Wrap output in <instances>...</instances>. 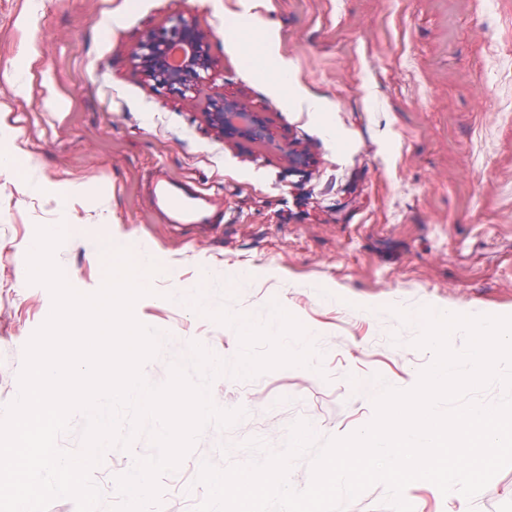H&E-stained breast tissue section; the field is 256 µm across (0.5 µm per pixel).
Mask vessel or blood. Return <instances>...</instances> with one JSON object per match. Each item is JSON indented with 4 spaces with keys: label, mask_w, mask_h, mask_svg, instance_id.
Masks as SVG:
<instances>
[{
    "label": "vessel or blood",
    "mask_w": 512,
    "mask_h": 512,
    "mask_svg": "<svg viewBox=\"0 0 512 512\" xmlns=\"http://www.w3.org/2000/svg\"><path fill=\"white\" fill-rule=\"evenodd\" d=\"M150 202L168 224L205 225L212 221L208 198L169 176L154 181Z\"/></svg>",
    "instance_id": "b4317fda"
}]
</instances>
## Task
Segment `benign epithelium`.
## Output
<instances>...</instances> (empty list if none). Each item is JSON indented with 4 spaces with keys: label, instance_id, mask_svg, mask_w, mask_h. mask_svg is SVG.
<instances>
[{
    "label": "benign epithelium",
    "instance_id": "benign-epithelium-1",
    "mask_svg": "<svg viewBox=\"0 0 512 512\" xmlns=\"http://www.w3.org/2000/svg\"><path fill=\"white\" fill-rule=\"evenodd\" d=\"M208 38L194 19L174 13L164 26L147 32L136 43L131 57L146 80L171 91L204 95L211 83ZM206 116L210 128L222 136L238 137L257 147L267 140L265 119L245 99L214 100ZM311 157L309 146L288 143V167H304Z\"/></svg>",
    "mask_w": 512,
    "mask_h": 512
}]
</instances>
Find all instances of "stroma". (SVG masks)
<instances>
[{
    "mask_svg": "<svg viewBox=\"0 0 512 512\" xmlns=\"http://www.w3.org/2000/svg\"><path fill=\"white\" fill-rule=\"evenodd\" d=\"M176 12L209 32L211 93L263 113L266 147L217 137L204 99L140 75L131 48ZM242 16L258 42L231 30ZM272 62L289 65V91ZM292 139L313 147L307 166L282 161ZM1 152L14 162L0 170V409L52 309L26 265L48 224L81 227L55 254L80 292L105 272L108 235L157 265L134 312L165 331L143 367L151 384L195 342L235 359V329L209 316L222 306L267 322L275 301L318 334L312 369L214 380V404L246 414L206 428L161 477L158 512H192L206 496L201 462L247 463L251 439L279 450L299 420L321 444L369 424L381 384L407 389L434 358L414 345L420 308L512 316V0H0ZM160 171L207 195L218 228L161 221L149 202ZM200 283L204 313L186 301ZM153 452L144 435L106 449L92 471L97 512ZM403 496L414 512H512V467L471 500L428 482Z\"/></svg>",
    "mask_w": 512,
    "mask_h": 512,
    "instance_id": "1",
    "label": "stroma"
}]
</instances>
